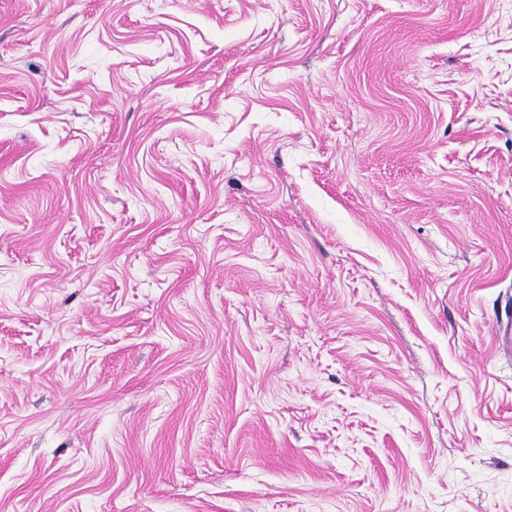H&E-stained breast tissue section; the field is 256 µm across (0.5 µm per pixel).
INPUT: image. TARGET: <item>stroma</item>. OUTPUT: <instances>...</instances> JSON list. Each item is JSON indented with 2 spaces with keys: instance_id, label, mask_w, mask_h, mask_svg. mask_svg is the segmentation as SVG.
Instances as JSON below:
<instances>
[{
  "instance_id": "35a3bbf8",
  "label": "stroma",
  "mask_w": 512,
  "mask_h": 512,
  "mask_svg": "<svg viewBox=\"0 0 512 512\" xmlns=\"http://www.w3.org/2000/svg\"><path fill=\"white\" fill-rule=\"evenodd\" d=\"M512 0H0V512H512ZM495 348L498 353L508 356L512 352V316L500 317L494 328Z\"/></svg>"
}]
</instances>
